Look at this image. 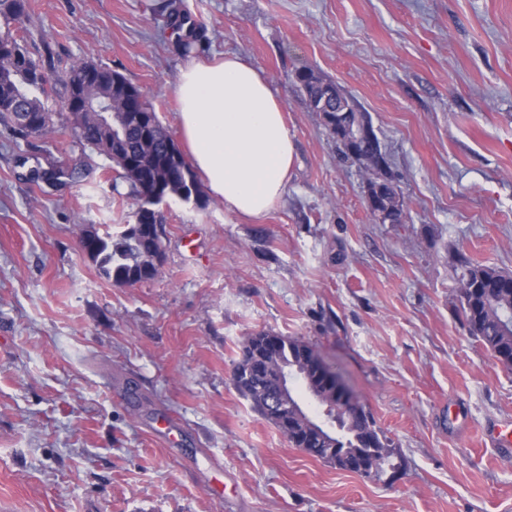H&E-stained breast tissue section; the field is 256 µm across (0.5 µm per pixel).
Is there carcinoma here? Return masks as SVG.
<instances>
[{
  "instance_id": "carcinoma-1",
  "label": "carcinoma",
  "mask_w": 512,
  "mask_h": 512,
  "mask_svg": "<svg viewBox=\"0 0 512 512\" xmlns=\"http://www.w3.org/2000/svg\"><path fill=\"white\" fill-rule=\"evenodd\" d=\"M154 10L165 15L175 34L176 48L184 55L198 51L204 41V30L181 14L173 0H159ZM27 13V0H0V19L9 24L15 17ZM12 45L17 55L0 54V131L15 141L29 142V138L43 136L51 129L52 113L45 106L48 76L40 83L30 84L21 74L25 71L42 72L28 48L10 33L0 35V46ZM299 90L310 106L326 92L322 80L312 71L295 73ZM68 96L87 95L99 102L101 111L91 113L95 119L108 116L109 124L118 128L122 110L133 102L139 113H151L144 121H130L124 129L121 151L108 144V132L98 123L85 122L78 134L83 149L104 155L120 169L127 183L128 196L136 205V221L150 203L144 200L143 182L159 171L168 151L177 144L160 121L152 103L131 85L119 72L91 61L71 64L66 81ZM47 167L32 171L34 181L45 174L57 184L74 182L81 178L73 169L64 170L44 152ZM376 185L386 191V218L398 221L392 213L403 201L393 185L387 170H380ZM165 196L188 202L201 196V184L193 168L187 174L166 183ZM163 250V239L148 237L137 240L136 235L119 237L107 232L97 237L95 253L91 256L98 276L116 285L132 284L149 279L143 271L153 267L150 252ZM455 276L460 288V309L470 334L476 337L501 365L512 370V274L494 266L474 263L458 256ZM318 354L307 343L285 336L258 333L242 344L240 358L232 372L236 391L246 398L255 413L288 432V440L297 448L337 468L379 480L394 455L390 440L377 427L373 417L364 408L351 410L336 400L333 387L317 369ZM296 378L297 382L317 401L323 415L339 433L324 435L308 427L297 418L290 407L272 409L278 393V375L281 372Z\"/></svg>"
}]
</instances>
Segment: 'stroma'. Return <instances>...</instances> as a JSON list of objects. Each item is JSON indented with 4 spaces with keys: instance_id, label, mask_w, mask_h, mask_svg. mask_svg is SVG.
I'll return each mask as SVG.
<instances>
[{
    "instance_id": "stroma-1",
    "label": "stroma",
    "mask_w": 512,
    "mask_h": 512,
    "mask_svg": "<svg viewBox=\"0 0 512 512\" xmlns=\"http://www.w3.org/2000/svg\"><path fill=\"white\" fill-rule=\"evenodd\" d=\"M156 2L28 0L0 23L60 58L38 142L84 172L32 181L35 152L0 133V512H512V459L483 437L512 419V371L469 334L450 267L512 273V0H183L198 58L268 80L295 162L259 217L167 200L159 275L121 286L81 237L134 223L133 201L81 148L65 66L118 71L177 132L186 58ZM303 68L367 114L405 223L373 221ZM263 331L315 349L392 440L394 477L336 469L252 410L232 371ZM295 78L297 87L301 92H304L308 106L312 110L311 106L313 105L316 107V102L328 91V89L323 87L322 80L311 70H298L295 73Z\"/></svg>"
}]
</instances>
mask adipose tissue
Instances as JSON below:
<instances>
[{
  "label": "adipose tissue",
  "instance_id": "ef3b65f1",
  "mask_svg": "<svg viewBox=\"0 0 512 512\" xmlns=\"http://www.w3.org/2000/svg\"><path fill=\"white\" fill-rule=\"evenodd\" d=\"M179 129L194 170L225 208L257 217L281 201L295 144L268 82L234 55L181 69Z\"/></svg>",
  "mask_w": 512,
  "mask_h": 512
}]
</instances>
